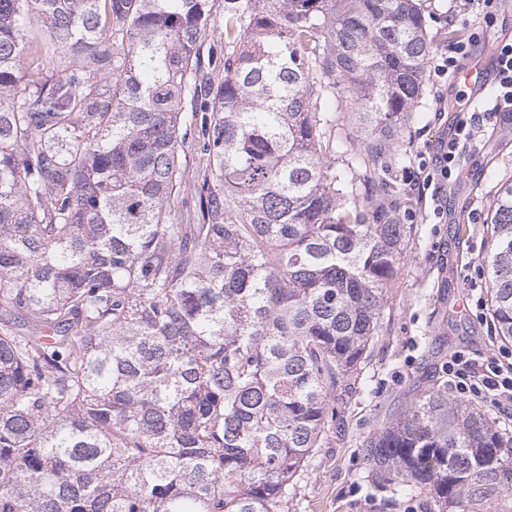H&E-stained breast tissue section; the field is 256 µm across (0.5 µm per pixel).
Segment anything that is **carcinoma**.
<instances>
[{
	"instance_id": "1",
	"label": "carcinoma",
	"mask_w": 512,
	"mask_h": 512,
	"mask_svg": "<svg viewBox=\"0 0 512 512\" xmlns=\"http://www.w3.org/2000/svg\"><path fill=\"white\" fill-rule=\"evenodd\" d=\"M223 2L206 60L213 0H0V512H289L377 335L403 225L354 176L388 191L434 48L425 9ZM338 89L357 145L318 106ZM196 123L207 174L181 224ZM489 224V315L512 343V180ZM367 466L399 496L487 512L512 493V436L437 380Z\"/></svg>"
}]
</instances>
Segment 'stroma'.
<instances>
[{"label":"stroma","mask_w":512,"mask_h":512,"mask_svg":"<svg viewBox=\"0 0 512 512\" xmlns=\"http://www.w3.org/2000/svg\"><path fill=\"white\" fill-rule=\"evenodd\" d=\"M427 2L471 38V52L489 57L493 43L512 39V0L489 14L479 0ZM458 90L454 82L427 77L424 97L393 143L395 158L383 173L391 190L382 204L406 229L396 274L378 334L353 377L351 394L338 407L335 427L288 490L290 512H438L427 497L396 499L367 479L363 455L375 432L428 388L452 351L465 347L481 356L501 346L487 315L484 257L492 195L512 177V120L487 122L463 150L440 202L443 217L413 188L440 139L470 118L453 108L438 110L439 96ZM461 297L471 306L462 316L454 309Z\"/></svg>","instance_id":"obj_1"}]
</instances>
